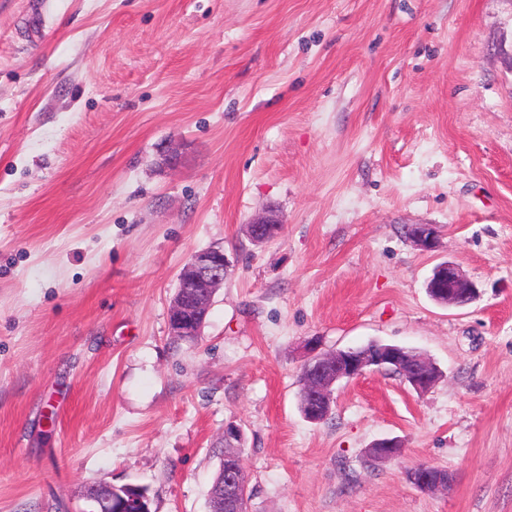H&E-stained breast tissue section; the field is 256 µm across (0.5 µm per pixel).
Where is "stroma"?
I'll list each match as a JSON object with an SVG mask.
<instances>
[{"mask_svg": "<svg viewBox=\"0 0 512 512\" xmlns=\"http://www.w3.org/2000/svg\"><path fill=\"white\" fill-rule=\"evenodd\" d=\"M211 246L190 345L168 309ZM448 260L468 307L426 292ZM313 338L442 376L367 372L311 423ZM229 425L248 512H512V0H0V512L100 480L209 512ZM229 268L230 262L223 248L210 247L191 255L178 275L177 288H193L197 298L192 307H187L177 295L173 298L168 314L172 336H200L213 297L224 284V275ZM403 380L411 385L414 391L424 393L434 385V380L429 373V361L423 357L418 367H415L414 373L408 372ZM426 466H416L408 473V478L419 489L427 492L448 489L451 480L446 479L441 473H426Z\"/></svg>", "mask_w": 512, "mask_h": 512, "instance_id": "35a3bbf8", "label": "stroma"}]
</instances>
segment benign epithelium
I'll return each mask as SVG.
<instances>
[{
  "instance_id": "7a95c632",
  "label": "benign epithelium",
  "mask_w": 512,
  "mask_h": 512,
  "mask_svg": "<svg viewBox=\"0 0 512 512\" xmlns=\"http://www.w3.org/2000/svg\"><path fill=\"white\" fill-rule=\"evenodd\" d=\"M411 240L422 251L436 247L437 231L430 224H418L410 232ZM230 262L224 249L210 247L195 252L178 275V287L193 288L197 292L196 302L187 306L183 299L173 298L169 308L170 334L190 338L201 334L205 317L210 310L213 297L223 284ZM427 290L435 302L448 307H463L472 303L477 295L473 282L463 273L459 265L445 261L440 263L427 283ZM404 348L391 344H372L365 348L339 349L330 353L318 352L317 344L310 347V356L304 364L309 392L315 407L309 409L308 420L318 422L326 419L332 410L334 386L345 380L351 381L368 371L392 372L401 368ZM404 381L414 391L424 393L434 385L429 373V361L422 358L415 371ZM372 450L380 461H391L401 455L402 446L397 440L381 439L373 443ZM221 478L225 481L229 505L238 508L239 501L247 499V479L241 457L224 455ZM408 478L419 489L427 492L444 490L450 481L438 472L426 473L417 466L408 473ZM102 491L88 485L83 498L90 503L89 512H147L144 499L135 494L136 485L120 486L101 482Z\"/></svg>"
}]
</instances>
